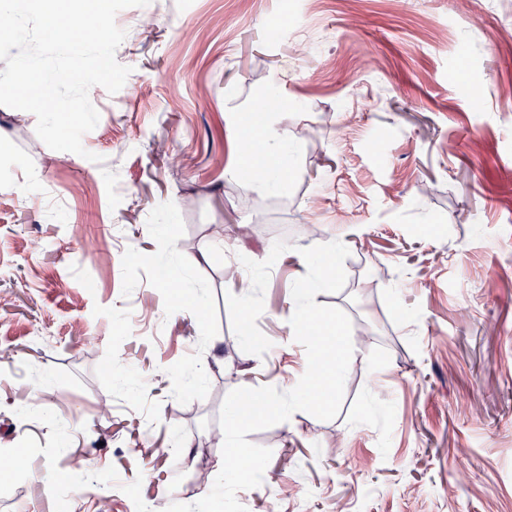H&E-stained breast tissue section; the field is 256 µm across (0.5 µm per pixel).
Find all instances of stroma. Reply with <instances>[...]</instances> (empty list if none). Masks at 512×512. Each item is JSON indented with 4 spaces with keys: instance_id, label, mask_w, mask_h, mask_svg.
Wrapping results in <instances>:
<instances>
[{
    "instance_id": "stroma-1",
    "label": "stroma",
    "mask_w": 512,
    "mask_h": 512,
    "mask_svg": "<svg viewBox=\"0 0 512 512\" xmlns=\"http://www.w3.org/2000/svg\"><path fill=\"white\" fill-rule=\"evenodd\" d=\"M150 36L99 89L85 155L0 106V512H165L218 474L238 372L288 391L307 368L287 320L297 250L342 241L343 290L368 323L336 418L298 411L248 434L270 448L248 512H512V0H150ZM359 27H351V19ZM288 94V188L244 175L236 129ZM478 86L480 108L469 102ZM97 161H90V154ZM224 227L214 249L211 225ZM272 266L264 355L232 331L224 270ZM472 406L456 412L459 398ZM108 415H100V406ZM190 450H183V443ZM83 477L72 479V459Z\"/></svg>"
}]
</instances>
